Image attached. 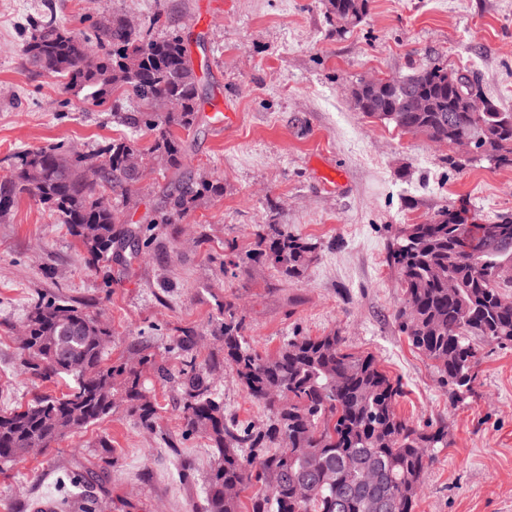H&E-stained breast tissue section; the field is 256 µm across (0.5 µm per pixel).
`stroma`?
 Instances as JSON below:
<instances>
[{"label": "stroma", "instance_id": "1", "mask_svg": "<svg viewBox=\"0 0 512 512\" xmlns=\"http://www.w3.org/2000/svg\"><path fill=\"white\" fill-rule=\"evenodd\" d=\"M47 4L58 22L78 28L161 12L157 35L184 37L202 67L203 96L231 116L220 133L210 120L194 128L182 174L223 178L224 193L166 225L128 270L94 268L57 215L22 197L0 222V413L46 389L16 351L30 303L48 295L108 325L112 361L149 355L176 364L173 341L194 330L227 412L265 424L267 409L225 367L213 333L232 295L257 350L274 351L296 333L338 331L350 351L372 354L401 380V417L447 427L448 446L429 466L415 512H512V345L484 344L471 394L450 403L438 373L399 331L401 290L386 262L402 225L442 207L464 200L487 219L512 211V168L483 160L451 168L448 147L363 116L349 94L361 78L437 63L471 72L512 112V0H370L364 21L341 31L325 0H0V180L11 176L18 149L89 151L129 133L110 106L87 105L22 67V28ZM270 222L319 243L306 276L290 285L263 265L224 276L225 241L249 249L256 226ZM146 385L159 405L153 429L120 409L0 466V512L56 503L64 470L88 465L96 512H201L213 450L202 435L182 438L176 390ZM102 438L112 448L100 462L93 446ZM185 469L194 474L187 482L178 478Z\"/></svg>", "mask_w": 512, "mask_h": 512}]
</instances>
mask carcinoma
Segmentation results:
<instances>
[{"instance_id":"1","label":"carcinoma","mask_w":512,"mask_h":512,"mask_svg":"<svg viewBox=\"0 0 512 512\" xmlns=\"http://www.w3.org/2000/svg\"><path fill=\"white\" fill-rule=\"evenodd\" d=\"M336 28L360 24L369 0H326ZM160 15L134 30L122 16L104 17L88 31L57 24L53 14L32 17L23 50L24 64L39 76L62 77L63 92L75 93L94 107L118 94L140 103L122 115L136 131L153 135L151 157L178 173L188 155L179 135L195 127L205 111L201 77L188 47L176 32L152 37ZM377 95L351 87L355 109L368 118L394 124L405 133L448 147L476 139L475 156L495 167H512V112L496 105L470 112L460 93L468 75L434 64L407 75L389 76ZM424 94L428 111H411L410 97ZM130 152L143 156L135 136L114 139L89 151L63 145L26 149L13 155L11 191L0 194V219L19 198L28 196L57 213L94 265L132 260L157 244L164 224L187 218L201 202L224 194V181L206 174L193 183L177 178L162 191L160 205L142 224L128 223L124 209L137 205L140 178L125 164ZM97 166L93 184L84 171ZM500 239L484 238V224L464 208L446 207L421 224H406L394 238L387 262L402 288L396 319L401 333L432 362L448 387V399L465 398L475 381L482 344L512 343V213L497 215ZM320 245L277 224H262L253 248L224 244L223 271L237 277L253 264H265L284 280L304 278ZM456 288L448 289V281ZM218 327L224 365L247 395L270 413L261 426L232 419L215 397L210 371L197 362L196 335L183 332L176 345L181 367L171 370L146 355L157 379L180 392L182 437L204 435L214 448L202 512H373L363 491L364 470L381 479L379 492L392 497L391 512H414L431 450L448 444L443 425L416 426L397 411L402 384L389 377L369 354L350 352L338 332L289 337L271 354L246 340L248 325L236 298L224 299ZM28 338L19 347L22 366L43 381L73 376L76 386L60 396L42 394L27 406L0 414V464L21 460L27 439L48 446L114 413L120 406L145 429L154 426L157 406L142 372L124 362H104V347L94 336L111 335L98 317L62 299L39 297L27 317ZM303 448L314 452L306 455ZM88 468L69 476L83 512H96L89 494ZM253 488L248 504L227 488Z\"/></svg>"}]
</instances>
